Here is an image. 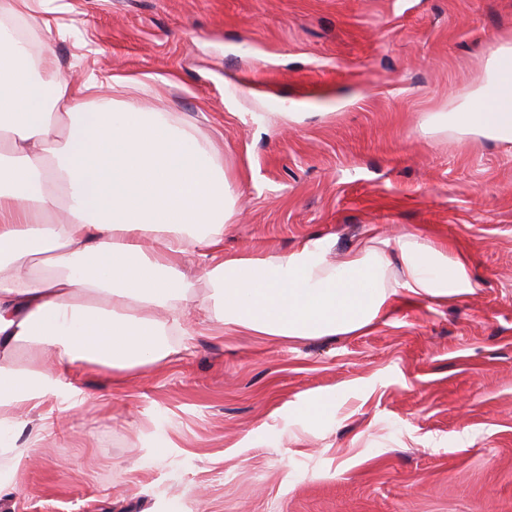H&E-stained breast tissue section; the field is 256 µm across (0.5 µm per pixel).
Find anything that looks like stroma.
<instances>
[{
  "mask_svg": "<svg viewBox=\"0 0 512 512\" xmlns=\"http://www.w3.org/2000/svg\"><path fill=\"white\" fill-rule=\"evenodd\" d=\"M33 57L153 87L233 180L224 253L414 231L448 305L290 343L202 319L123 385L80 374L0 512H512V145L423 133L512 42V0H31ZM328 404L320 416L313 410Z\"/></svg>",
  "mask_w": 512,
  "mask_h": 512,
  "instance_id": "obj_1",
  "label": "stroma"
}]
</instances>
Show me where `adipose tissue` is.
I'll return each mask as SVG.
<instances>
[{"instance_id": "ef3b65f1", "label": "adipose tissue", "mask_w": 512, "mask_h": 512, "mask_svg": "<svg viewBox=\"0 0 512 512\" xmlns=\"http://www.w3.org/2000/svg\"><path fill=\"white\" fill-rule=\"evenodd\" d=\"M29 9L0 0L1 499L52 409L84 403L75 371L161 367L198 315L295 341L363 331L400 294L439 304L473 291L465 260L412 233L334 262L332 240L315 236L283 256L225 255L233 189L215 153L187 123L146 111L145 84L113 89L106 107L104 77L32 59L9 24ZM422 129L512 145V44L493 51L468 102L429 113ZM195 252L204 262L191 277L182 261Z\"/></svg>"}]
</instances>
